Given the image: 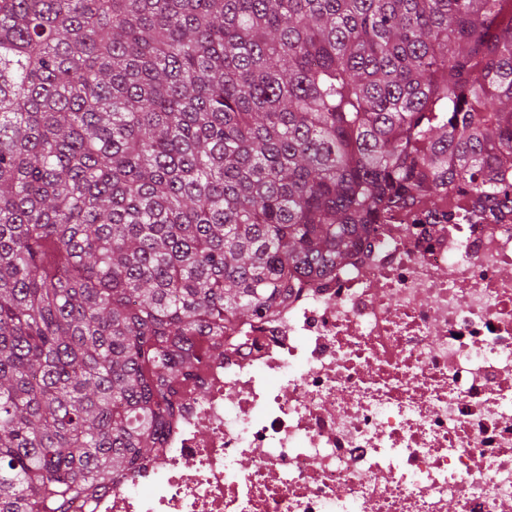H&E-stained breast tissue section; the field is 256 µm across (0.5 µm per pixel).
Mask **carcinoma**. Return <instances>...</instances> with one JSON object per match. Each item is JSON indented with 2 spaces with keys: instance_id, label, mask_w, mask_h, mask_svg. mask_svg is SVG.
<instances>
[{
  "instance_id": "1",
  "label": "carcinoma",
  "mask_w": 512,
  "mask_h": 512,
  "mask_svg": "<svg viewBox=\"0 0 512 512\" xmlns=\"http://www.w3.org/2000/svg\"><path fill=\"white\" fill-rule=\"evenodd\" d=\"M464 196L512 207V0H0V512L135 472L227 330Z\"/></svg>"
}]
</instances>
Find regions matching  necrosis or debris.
Listing matches in <instances>:
<instances>
[{
	"instance_id": "necrosis-or-debris-1",
	"label": "necrosis or debris",
	"mask_w": 512,
	"mask_h": 512,
	"mask_svg": "<svg viewBox=\"0 0 512 512\" xmlns=\"http://www.w3.org/2000/svg\"><path fill=\"white\" fill-rule=\"evenodd\" d=\"M447 212L240 325L94 512H512V215Z\"/></svg>"
}]
</instances>
